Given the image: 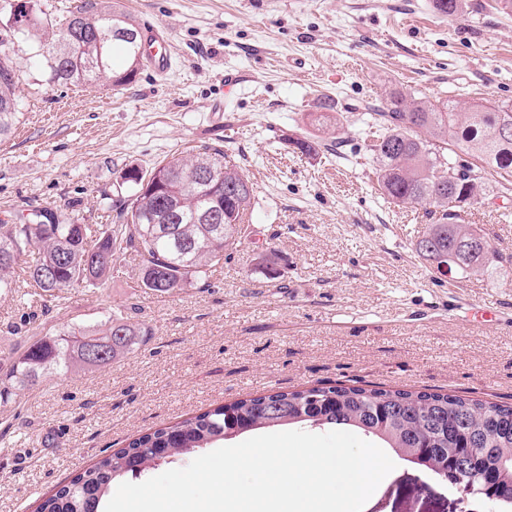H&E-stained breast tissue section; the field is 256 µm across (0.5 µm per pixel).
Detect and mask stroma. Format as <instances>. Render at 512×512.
Segmentation results:
<instances>
[{
	"instance_id": "35a3bbf8",
	"label": "stroma",
	"mask_w": 512,
	"mask_h": 512,
	"mask_svg": "<svg viewBox=\"0 0 512 512\" xmlns=\"http://www.w3.org/2000/svg\"><path fill=\"white\" fill-rule=\"evenodd\" d=\"M491 3L467 0L448 19L432 0H114L137 24L164 26L177 56L167 78L142 66L119 90L49 83L35 44L16 42L22 117L0 143V217L48 207L111 223L131 191L127 170L201 145L224 149L255 193L244 243L204 284L145 292L129 252L108 287L77 286L45 307L20 290L0 295V380L66 324L119 311L152 330L107 366L49 372L0 397V512H35L139 434L248 395L357 383L512 403V217L491 203L464 214L506 264L466 279L434 273L414 250L424 209L381 197L367 149L392 86L512 103V14ZM228 73L239 77L229 91ZM327 97L343 138L315 126ZM308 133L312 158L287 142ZM271 248L272 276L259 264ZM472 306L499 317L468 323ZM436 491L388 508L488 512Z\"/></svg>"
}]
</instances>
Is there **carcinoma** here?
I'll return each mask as SVG.
<instances>
[{"label":"carcinoma","instance_id":"1","mask_svg":"<svg viewBox=\"0 0 512 512\" xmlns=\"http://www.w3.org/2000/svg\"><path fill=\"white\" fill-rule=\"evenodd\" d=\"M442 15L463 11V0H433ZM9 14L0 31V142L9 138L21 118L16 92L20 70L13 60L15 38L36 36L48 81L74 84L104 82L120 88L140 64V28L109 0H80L65 25L38 27L24 0H0ZM69 40L60 56L50 49ZM379 134L369 151L376 163L381 194L395 205L416 204L431 220L415 243L418 255L436 271L446 265L466 278L512 259L484 242V250L450 251L481 234L462 223L461 212L487 196L481 170H495L512 182V104H470L457 99L432 103L392 88L376 112ZM473 158L458 160L457 151ZM211 167L212 182L239 186L223 197L224 220L203 224L202 208L210 186L196 181ZM163 181L167 195L152 190ZM131 193L113 224L94 228L51 208L39 210L46 221L16 224L0 219V295L16 288L22 275L32 297L58 298L85 283L108 285L112 264L132 252L140 258V287L171 294L206 282L224 252L242 243V217L254 199L253 183L224 151L202 146L166 157L147 175L126 177ZM38 257L23 264L31 248ZM57 268L55 281L44 283L42 271ZM151 335L150 327L115 313L94 325L63 326L42 338L12 364L9 380L22 387L52 370L93 369L123 357ZM95 345L106 357L93 360L86 347ZM350 427L380 440L402 461L442 485L471 499L490 503L496 512H512V404L452 393L359 386H311L239 399L191 415L173 425L132 439L100 458L70 483L42 499L38 512H102L114 480L142 474L220 440L283 425Z\"/></svg>","mask_w":512,"mask_h":512}]
</instances>
